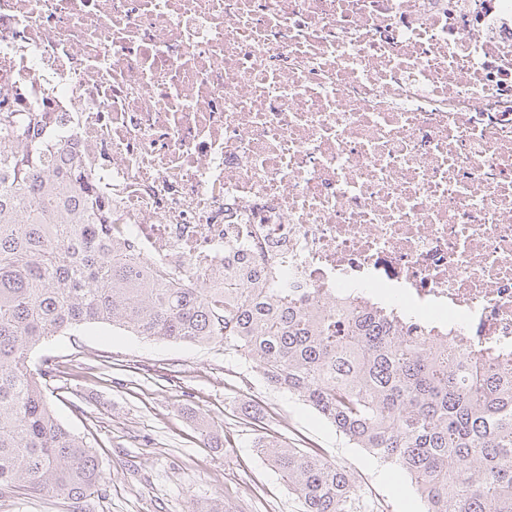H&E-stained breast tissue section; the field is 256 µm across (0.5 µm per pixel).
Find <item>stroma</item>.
<instances>
[{
  "label": "stroma",
  "mask_w": 512,
  "mask_h": 512,
  "mask_svg": "<svg viewBox=\"0 0 512 512\" xmlns=\"http://www.w3.org/2000/svg\"><path fill=\"white\" fill-rule=\"evenodd\" d=\"M54 359L48 401L96 451L107 480L80 506L37 494L0 496V512H189L222 499L224 512H301L254 448L242 409L269 417L279 440L347 463L380 512H422L415 488L351 447L316 411L265 383L254 364L216 344L150 340L109 324L66 330L32 362Z\"/></svg>",
  "instance_id": "1"
}]
</instances>
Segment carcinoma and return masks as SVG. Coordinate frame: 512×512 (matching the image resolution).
Listing matches in <instances>:
<instances>
[{"label": "carcinoma", "mask_w": 512, "mask_h": 512, "mask_svg": "<svg viewBox=\"0 0 512 512\" xmlns=\"http://www.w3.org/2000/svg\"><path fill=\"white\" fill-rule=\"evenodd\" d=\"M44 112L0 109V496L30 492L74 503L105 477L92 446L54 416L56 370H33V348L87 323L138 336L219 343L267 385L316 410L355 448L416 488L423 512H512V379L495 352L448 357L389 311L292 301L224 251V287L151 271L109 233L78 160L45 159L33 129ZM302 512H374L349 467L257 443Z\"/></svg>", "instance_id": "obj_1"}]
</instances>
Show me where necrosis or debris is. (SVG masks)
Returning <instances> with one entry per match:
<instances>
[{
	"label": "necrosis or debris",
	"mask_w": 512,
	"mask_h": 512,
	"mask_svg": "<svg viewBox=\"0 0 512 512\" xmlns=\"http://www.w3.org/2000/svg\"><path fill=\"white\" fill-rule=\"evenodd\" d=\"M13 103L155 271L512 356V0H0Z\"/></svg>",
	"instance_id": "4bbe7bcc"
}]
</instances>
